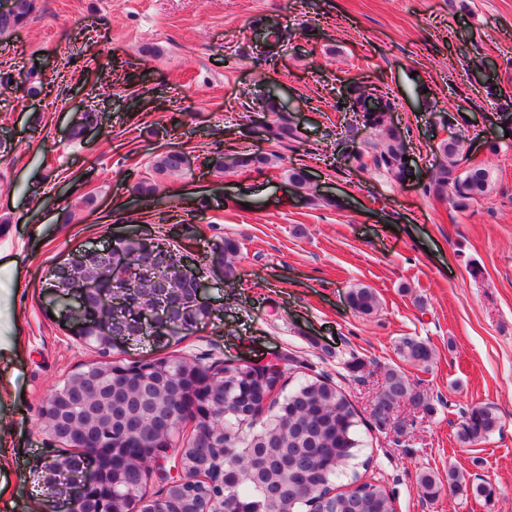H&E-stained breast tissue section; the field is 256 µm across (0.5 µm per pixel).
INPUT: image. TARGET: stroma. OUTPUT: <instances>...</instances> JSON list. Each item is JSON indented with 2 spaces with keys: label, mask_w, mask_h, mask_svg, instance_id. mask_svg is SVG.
<instances>
[{
  "label": "stroma",
  "mask_w": 512,
  "mask_h": 512,
  "mask_svg": "<svg viewBox=\"0 0 512 512\" xmlns=\"http://www.w3.org/2000/svg\"><path fill=\"white\" fill-rule=\"evenodd\" d=\"M23 26L0 36V512H31L29 479L65 457L40 409L73 373L104 359L156 357L264 363L288 355L327 372L368 429L375 475L396 512H512V136L490 127L486 82L512 97V0H35ZM283 45L275 67L255 63L269 29ZM41 70L30 96L22 81ZM352 83L395 96L409 126L411 176L339 166L337 144L369 150L375 132L336 112ZM275 87L307 139L264 173L217 172L224 146L268 153L253 130L258 85ZM98 124L75 140L83 112ZM496 138L498 154L484 142ZM461 140L487 168L491 190L466 210L423 191L435 147ZM179 150L182 173L156 178L153 201L133 186L157 154ZM304 166L341 208L293 193L286 171ZM153 176V175H152ZM201 196L178 224L158 215ZM188 246L208 283L213 316L188 335L141 336L103 352L75 336L48 286L73 254L119 238ZM231 237L239 283L210 263ZM374 288L362 316L347 295ZM425 341L422 365L399 353ZM364 382L351 380L350 359ZM428 393L432 412L402 405L379 428L372 415L386 370ZM493 406L501 427L461 445L467 407ZM480 478L484 502L447 492L449 471ZM436 476L426 498L417 477ZM399 349L404 358L414 363L427 364L432 359L430 346L421 340L405 338Z\"/></svg>",
  "instance_id": "35a3bbf8"
}]
</instances>
